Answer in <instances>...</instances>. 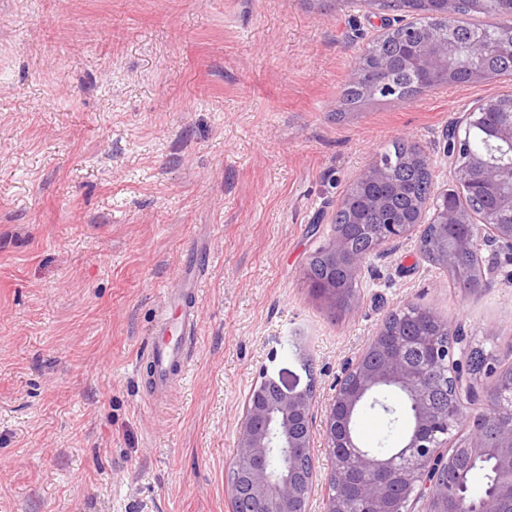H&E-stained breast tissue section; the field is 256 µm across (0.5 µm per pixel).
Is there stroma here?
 I'll return each instance as SVG.
<instances>
[{
    "label": "stroma",
    "mask_w": 512,
    "mask_h": 512,
    "mask_svg": "<svg viewBox=\"0 0 512 512\" xmlns=\"http://www.w3.org/2000/svg\"><path fill=\"white\" fill-rule=\"evenodd\" d=\"M362 0H0V512H233L229 465L263 373L314 390L313 427L386 315L433 307L512 346V258L479 242L469 296L417 249L366 260L332 311L303 276L347 187L396 141L455 188L443 135L512 75L344 110L381 31ZM192 368L142 361L197 241Z\"/></svg>",
    "instance_id": "1"
}]
</instances>
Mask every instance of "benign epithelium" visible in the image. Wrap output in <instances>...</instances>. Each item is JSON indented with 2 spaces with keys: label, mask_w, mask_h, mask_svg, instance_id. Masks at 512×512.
I'll list each match as a JSON object with an SVG mask.
<instances>
[{
  "label": "benign epithelium",
  "mask_w": 512,
  "mask_h": 512,
  "mask_svg": "<svg viewBox=\"0 0 512 512\" xmlns=\"http://www.w3.org/2000/svg\"><path fill=\"white\" fill-rule=\"evenodd\" d=\"M442 6L428 14L420 25L402 30L405 51L404 65L426 77L445 79L455 65L451 52L455 34L460 27L456 0H441ZM473 49L477 54H512V32L491 40H478ZM389 59L383 53H373L359 60L350 72L349 81L360 83L365 95L372 97L381 88ZM466 129H479L483 136L499 145L512 146V105L503 108L500 99L484 100L466 114ZM444 153L453 159L464 154L467 139L459 137L457 127L444 136ZM456 181L470 197L491 196L497 210L512 214V193L502 195L498 189L512 185V165L499 162L491 153L470 154L467 162L456 168ZM434 221L443 228L444 239L450 246L435 254L445 269L456 267L457 255L468 251L477 238L502 248H512V221L509 223L475 222L474 212L458 202L454 189L439 192ZM417 226L406 223L396 213L391 223L382 225L377 246L410 236ZM348 252L345 237L334 238L324 256L334 265ZM464 337L448 331V345L441 346L435 338L412 337L406 342H392L378 331L364 353L347 367L345 375L356 374L348 386H339L325 414L323 437L336 462L331 480L336 491L326 493L323 512H353V505L343 492L349 474L340 459L356 458L360 471L370 480L357 486L359 497L370 512H405L394 498V488H405L406 501L423 498L426 512H502L499 503L490 499L475 507L457 490L445 500L429 493V487L440 473L439 462L445 457L440 448H452L454 454L470 459L491 456L496 460L498 474L512 483V361L502 362L498 355H484L482 372L490 382L476 389L471 378L464 375L462 362L454 359V349L463 347ZM420 349L425 360L412 364L406 359L408 347ZM450 382L448 404L437 407L432 394L439 384ZM400 392L413 409V427L399 449L378 454L361 447L347 423L367 402L376 403L375 394L383 390ZM311 388L297 389L283 377L263 373L261 381L248 396L239 422L236 455L231 462L233 482L230 495L233 512H307L310 487L314 477V462L309 455L313 441ZM481 402L479 410L467 415L468 434L461 437L456 427L457 416L465 403ZM277 448L285 459L279 470H273L271 449Z\"/></svg>",
  "instance_id": "benign-epithelium-1"
}]
</instances>
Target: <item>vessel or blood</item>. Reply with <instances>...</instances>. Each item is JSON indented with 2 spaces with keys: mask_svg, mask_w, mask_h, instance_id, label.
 <instances>
[{
  "mask_svg": "<svg viewBox=\"0 0 512 512\" xmlns=\"http://www.w3.org/2000/svg\"><path fill=\"white\" fill-rule=\"evenodd\" d=\"M208 256L206 246L198 245L192 265L183 269L176 289L170 293L171 300L179 305L177 312L163 313L156 323L153 338L143 356L151 371L154 393H164L175 377L191 364L199 314L196 307L184 304L183 299L189 290L202 284Z\"/></svg>",
  "mask_w": 512,
  "mask_h": 512,
  "instance_id": "1",
  "label": "vessel or blood"
}]
</instances>
